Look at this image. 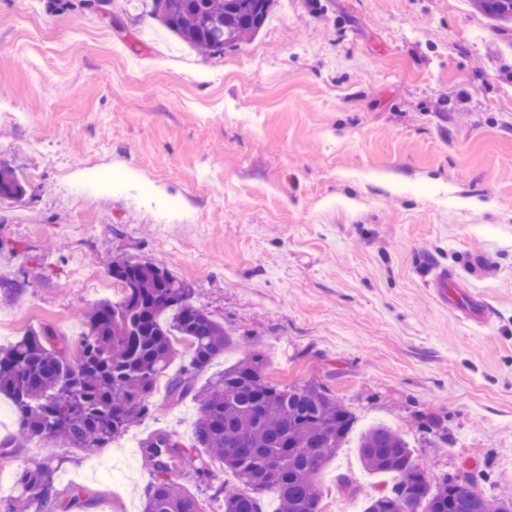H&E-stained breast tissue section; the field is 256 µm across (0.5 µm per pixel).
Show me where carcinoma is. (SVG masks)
Listing matches in <instances>:
<instances>
[{
	"instance_id": "carcinoma-1",
	"label": "carcinoma",
	"mask_w": 512,
	"mask_h": 512,
	"mask_svg": "<svg viewBox=\"0 0 512 512\" xmlns=\"http://www.w3.org/2000/svg\"><path fill=\"white\" fill-rule=\"evenodd\" d=\"M162 26L192 48L217 55L236 48L265 24L274 0H152ZM496 27L512 17V0H471ZM26 193L18 175L0 163V200ZM120 286L115 301H101L84 317L75 347L49 329L31 330L0 348V394L7 395L20 433L50 445L101 448L125 434L151 411L148 398L187 340L190 358L168 384L178 401H198L195 443L219 458L235 479L216 492L224 512H263L264 495L277 493L276 512H321L318 472L349 435L350 409L315 381L280 385L265 371L263 357L248 352L210 384L194 373L237 342V337L193 300L194 290L168 271L133 259L108 266ZM172 435L160 432L143 447L154 480L144 490L143 512H201L197 499L170 475L185 457ZM363 467L391 474L395 482L369 498L363 512H512V500L489 498L477 478L424 472L415 449L396 429L367 427L358 443ZM17 494L0 500V512H43L57 504L53 470L42 464L18 472Z\"/></svg>"
}]
</instances>
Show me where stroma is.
<instances>
[{"label":"stroma","instance_id":"1","mask_svg":"<svg viewBox=\"0 0 512 512\" xmlns=\"http://www.w3.org/2000/svg\"><path fill=\"white\" fill-rule=\"evenodd\" d=\"M0 160L26 185L0 201V346L40 328L76 342L81 309L119 296L87 274L147 262L194 288L270 379L319 382L354 413L318 474L322 512L391 483L359 458L374 422L429 477L480 472L481 493L512 499V31L469 0H275L214 56L139 2L0 0ZM437 268L483 294L489 326L435 300ZM150 402L96 475L66 442H18L1 395L0 499L46 463L59 499L82 490L81 512H142V444L162 431L187 458L173 481L224 512L197 403L171 401L167 379ZM432 419L447 443L418 432Z\"/></svg>","mask_w":512,"mask_h":512}]
</instances>
